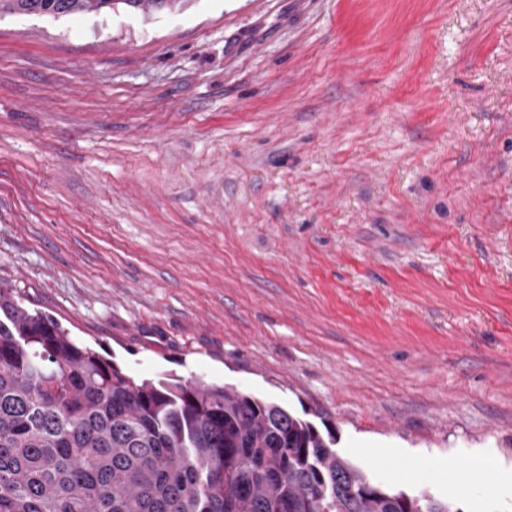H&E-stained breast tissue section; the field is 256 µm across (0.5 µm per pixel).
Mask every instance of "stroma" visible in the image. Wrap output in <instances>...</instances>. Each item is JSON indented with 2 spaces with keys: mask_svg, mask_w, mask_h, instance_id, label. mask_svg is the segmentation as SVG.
Wrapping results in <instances>:
<instances>
[{
  "mask_svg": "<svg viewBox=\"0 0 512 512\" xmlns=\"http://www.w3.org/2000/svg\"><path fill=\"white\" fill-rule=\"evenodd\" d=\"M0 281L132 376L512 512V0L0 17ZM483 448L461 491L400 469Z\"/></svg>",
  "mask_w": 512,
  "mask_h": 512,
  "instance_id": "stroma-1",
  "label": "stroma"
}]
</instances>
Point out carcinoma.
Here are the masks:
<instances>
[{
	"label": "carcinoma",
	"instance_id": "1",
	"mask_svg": "<svg viewBox=\"0 0 512 512\" xmlns=\"http://www.w3.org/2000/svg\"><path fill=\"white\" fill-rule=\"evenodd\" d=\"M189 2L0 0V17ZM336 441L226 385L137 379L0 282V512H463L373 483Z\"/></svg>",
	"mask_w": 512,
	"mask_h": 512
}]
</instances>
